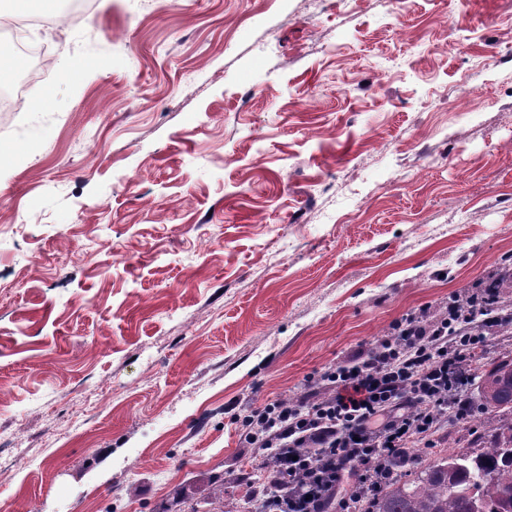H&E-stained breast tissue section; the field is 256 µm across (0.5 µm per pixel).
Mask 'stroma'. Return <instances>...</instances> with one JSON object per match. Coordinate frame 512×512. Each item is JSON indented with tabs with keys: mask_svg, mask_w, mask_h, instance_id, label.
<instances>
[{
	"mask_svg": "<svg viewBox=\"0 0 512 512\" xmlns=\"http://www.w3.org/2000/svg\"><path fill=\"white\" fill-rule=\"evenodd\" d=\"M33 37L0 112V512H260L242 417L464 288L512 300V0H112ZM487 442L451 415L412 452Z\"/></svg>",
	"mask_w": 512,
	"mask_h": 512,
	"instance_id": "35a3bbf8",
	"label": "stroma"
}]
</instances>
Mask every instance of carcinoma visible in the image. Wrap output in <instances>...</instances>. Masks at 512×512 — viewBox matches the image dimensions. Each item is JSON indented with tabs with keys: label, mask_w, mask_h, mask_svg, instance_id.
<instances>
[{
	"label": "carcinoma",
	"mask_w": 512,
	"mask_h": 512,
	"mask_svg": "<svg viewBox=\"0 0 512 512\" xmlns=\"http://www.w3.org/2000/svg\"><path fill=\"white\" fill-rule=\"evenodd\" d=\"M481 425L493 443L418 462L387 482L369 512H512V356L476 368Z\"/></svg>",
	"instance_id": "carcinoma-1"
}]
</instances>
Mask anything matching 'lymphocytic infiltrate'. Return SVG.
<instances>
[{
  "instance_id": "1",
  "label": "lymphocytic infiltrate",
  "mask_w": 512,
  "mask_h": 512,
  "mask_svg": "<svg viewBox=\"0 0 512 512\" xmlns=\"http://www.w3.org/2000/svg\"><path fill=\"white\" fill-rule=\"evenodd\" d=\"M493 325L488 316L462 332L424 310L407 315L392 334L324 372L327 400L269 404L245 416L247 442L269 449L283 481L264 512H365L393 478L398 449L432 437L447 411L471 416L465 393ZM305 447L313 455H302Z\"/></svg>"
}]
</instances>
